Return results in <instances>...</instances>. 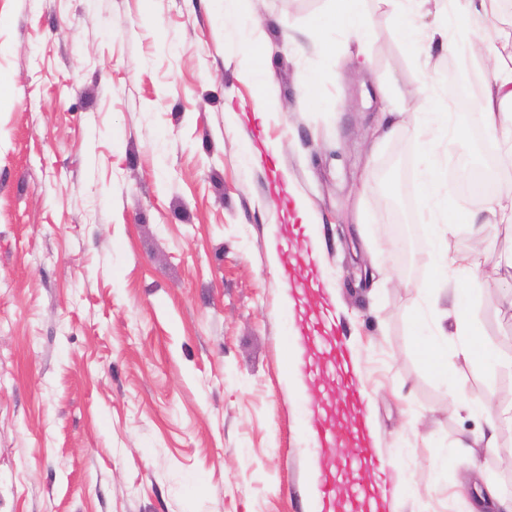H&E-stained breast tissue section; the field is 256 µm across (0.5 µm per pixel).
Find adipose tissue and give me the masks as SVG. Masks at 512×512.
Instances as JSON below:
<instances>
[{
	"label": "adipose tissue",
	"mask_w": 512,
	"mask_h": 512,
	"mask_svg": "<svg viewBox=\"0 0 512 512\" xmlns=\"http://www.w3.org/2000/svg\"><path fill=\"white\" fill-rule=\"evenodd\" d=\"M330 10L326 18L315 25L318 33L337 30L348 42L364 44L369 19L362 8L363 0H329ZM400 16L397 27L399 41L419 50L422 66L433 69L431 45L436 38H447L449 30L461 29L487 19L494 0H444L439 12V21L432 31H424L418 17L424 0H395ZM484 55L493 61L495 79L485 97L476 106L474 114L486 135L496 142L501 150L499 164L512 168V125L501 119L504 106L512 105V52L505 54L495 45L493 31H486L483 38ZM401 122L414 126L417 141L426 143L434 139L449 143L464 135L460 127L448 118L447 95L437 96L428 112L414 117L411 110L401 109L398 113ZM419 189L424 198L433 206L436 222L434 248L436 259L432 265V275L417 282L416 287L426 300L430 311L435 314L431 321V342L423 344L419 354L428 370L439 380L447 381L448 369L454 359L462 358L484 365L492 364L493 358L484 345L482 333L477 325V289L449 288L442 285L440 274L454 259L448 253V234L453 231L456 221V189L442 176L439 166L424 169L419 177ZM476 193L482 197V212L469 217L473 233V254L484 249V230L489 224L512 223V200L508 201L496 192L486 190L484 183H477ZM488 418L486 430L475 436L473 443L458 442L455 453L468 458L471 472H478V451H491L497 446V430L500 425L512 424V406L501 408L486 404L482 408Z\"/></svg>",
	"instance_id": "ef3b65f1"
}]
</instances>
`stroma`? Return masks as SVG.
Masks as SVG:
<instances>
[{
    "label": "stroma",
    "mask_w": 512,
    "mask_h": 512,
    "mask_svg": "<svg viewBox=\"0 0 512 512\" xmlns=\"http://www.w3.org/2000/svg\"><path fill=\"white\" fill-rule=\"evenodd\" d=\"M363 7L360 47L311 37L328 0H252L246 21L224 0H0V512H309L307 413L340 394L289 384L283 286L313 273L310 309L331 301L389 464L355 484L397 480L401 512H471L479 488L448 489L477 424L448 395L510 406L512 370L457 359L443 383L421 361L429 151L412 125L381 129L464 57L435 41L426 71L394 0ZM461 127L438 148L455 186L484 150ZM446 274L483 283V339L512 357V224ZM498 441L481 466L511 494L512 426Z\"/></svg>",
    "instance_id": "1"
}]
</instances>
